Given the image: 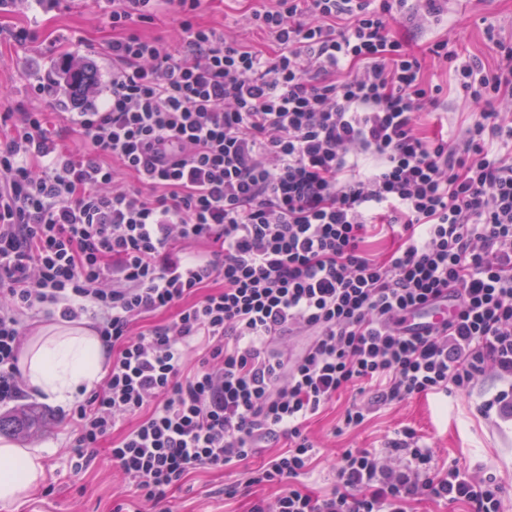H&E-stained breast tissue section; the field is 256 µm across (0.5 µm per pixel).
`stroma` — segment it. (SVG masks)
<instances>
[{"label": "stroma", "mask_w": 512, "mask_h": 512, "mask_svg": "<svg viewBox=\"0 0 512 512\" xmlns=\"http://www.w3.org/2000/svg\"><path fill=\"white\" fill-rule=\"evenodd\" d=\"M253 7L252 0H212L204 21L237 30L242 41L264 53L274 44L269 37L242 26L241 18ZM413 50L423 48L436 34L447 32L461 58L477 57L493 65L499 43L512 44V0H448V14L440 23L416 29L399 26ZM112 29L95 0H44L42 6L0 5V113L40 108L53 113V132L65 148L80 152L82 139L71 130L67 115L59 113L52 99L32 94L36 79L57 77L64 60L91 62L100 75V93L112 82V59L106 44ZM424 74L441 85L448 96V125L456 128L471 121L473 109L466 93L450 82L443 64L429 60ZM356 399L355 390L343 392L310 423L321 445V457L312 475L299 478L303 491L321 492L331 483L330 465L347 448L380 450L384 442L403 428L416 430L439 465L458 464L479 477H489L500 487L501 512H512V420L483 417L477 410L479 393L451 397L414 396L381 410L363 426L342 435L333 428L344 409ZM22 407L44 409L43 427L21 439L23 448L41 451L48 478L30 496L12 505L0 504V512H113L119 501L121 481L107 447L97 448L90 464L74 471L77 459L74 435L61 408L33 389H26ZM235 469L194 472L183 490L174 492L168 512H248L253 492L236 489ZM235 487L234 495L224 490Z\"/></svg>", "instance_id": "stroma-1"}]
</instances>
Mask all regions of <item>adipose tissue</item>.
<instances>
[{
  "label": "adipose tissue",
  "instance_id": "obj_1",
  "mask_svg": "<svg viewBox=\"0 0 512 512\" xmlns=\"http://www.w3.org/2000/svg\"><path fill=\"white\" fill-rule=\"evenodd\" d=\"M98 336L88 328L59 331L27 346L22 371L28 384L55 402L92 388L107 362ZM46 479L40 456L0 439V503L27 497Z\"/></svg>",
  "mask_w": 512,
  "mask_h": 512
}]
</instances>
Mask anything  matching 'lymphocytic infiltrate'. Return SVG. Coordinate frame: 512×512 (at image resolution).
I'll return each mask as SVG.
<instances>
[{
  "label": "lymphocytic infiltrate",
  "mask_w": 512,
  "mask_h": 512,
  "mask_svg": "<svg viewBox=\"0 0 512 512\" xmlns=\"http://www.w3.org/2000/svg\"><path fill=\"white\" fill-rule=\"evenodd\" d=\"M445 2L264 0L245 22L267 55L204 22L208 0H101L112 89L69 117L83 156L51 113L0 114V405L24 396L25 314L92 319L113 358L68 414L74 468L112 438L135 493L115 512L219 466L279 486L249 512H500L492 480L436 466L409 428L385 453L345 450L323 495L296 487L320 453L311 420L350 388L339 434L489 378L482 414L512 417V47L491 67L443 38L417 56L394 25L440 21ZM163 12L175 43L138 29ZM426 56L476 108L450 138L424 129L443 104ZM376 237L397 246L372 253ZM443 300L446 321L413 323ZM69 114L57 113L54 115L53 126L51 131L61 134V142L65 148L74 152L76 155L81 154L82 139L78 132L69 128ZM69 128V129H68Z\"/></svg>",
  "instance_id": "obj_1"
}]
</instances>
